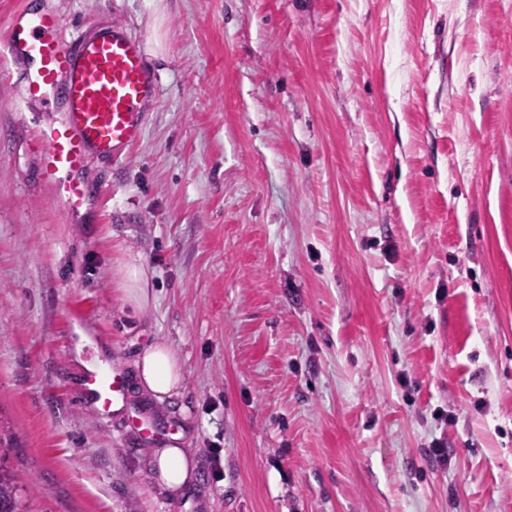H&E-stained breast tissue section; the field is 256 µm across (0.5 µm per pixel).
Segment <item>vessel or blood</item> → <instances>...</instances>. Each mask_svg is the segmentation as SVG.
I'll use <instances>...</instances> for the list:
<instances>
[{
    "label": "vessel or blood",
    "mask_w": 512,
    "mask_h": 512,
    "mask_svg": "<svg viewBox=\"0 0 512 512\" xmlns=\"http://www.w3.org/2000/svg\"><path fill=\"white\" fill-rule=\"evenodd\" d=\"M62 20L54 13L22 19L13 13L6 29V50L13 63H26L23 101L52 113L33 128L40 150V172L53 197L78 213L89 185L83 172L95 161H109L138 142L154 92V77L145 62L143 40L119 28L65 41ZM84 389L102 411L125 392L119 368H96Z\"/></svg>",
    "instance_id": "obj_1"
}]
</instances>
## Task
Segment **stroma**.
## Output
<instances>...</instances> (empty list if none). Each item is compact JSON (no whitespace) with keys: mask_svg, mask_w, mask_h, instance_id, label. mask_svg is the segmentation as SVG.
<instances>
[{"mask_svg":"<svg viewBox=\"0 0 512 512\" xmlns=\"http://www.w3.org/2000/svg\"><path fill=\"white\" fill-rule=\"evenodd\" d=\"M45 7L156 84L75 215L0 56V429L43 512H512V0H0V40ZM157 342L183 385L129 403L194 456L177 497L80 386ZM119 288L126 300H129L136 307L146 305L151 297L149 279L142 267L126 265L120 270Z\"/></svg>","mask_w":512,"mask_h":512,"instance_id":"1","label":"stroma"}]
</instances>
